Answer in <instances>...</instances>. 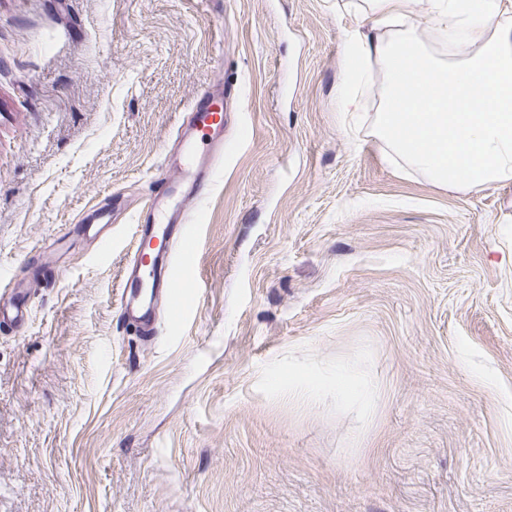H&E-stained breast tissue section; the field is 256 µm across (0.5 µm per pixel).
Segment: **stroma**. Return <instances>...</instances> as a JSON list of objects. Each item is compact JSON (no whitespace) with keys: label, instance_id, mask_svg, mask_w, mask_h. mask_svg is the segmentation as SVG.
Here are the masks:
<instances>
[{"label":"stroma","instance_id":"35a3bbf8","mask_svg":"<svg viewBox=\"0 0 512 512\" xmlns=\"http://www.w3.org/2000/svg\"><path fill=\"white\" fill-rule=\"evenodd\" d=\"M347 0H0V512H512V182L438 187L337 106ZM224 157L184 320L120 312L190 106ZM112 237L80 231L98 209ZM360 364L359 418L296 371ZM1 297L6 301L1 304ZM0 297V324L10 326H20L25 324L29 317L27 306V293L25 288H21L18 282L9 281L1 289ZM325 389L320 378L306 372L296 373L288 378V383L281 386V392L288 396L289 402L308 407L318 404Z\"/></svg>","mask_w":512,"mask_h":512}]
</instances>
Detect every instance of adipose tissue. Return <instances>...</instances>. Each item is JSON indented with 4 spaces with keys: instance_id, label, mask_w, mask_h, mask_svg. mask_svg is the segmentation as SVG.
Wrapping results in <instances>:
<instances>
[{
    "instance_id": "obj_1",
    "label": "adipose tissue",
    "mask_w": 512,
    "mask_h": 512,
    "mask_svg": "<svg viewBox=\"0 0 512 512\" xmlns=\"http://www.w3.org/2000/svg\"><path fill=\"white\" fill-rule=\"evenodd\" d=\"M372 34L346 35L359 70L345 69L342 111L360 114L375 70L370 133L385 159L456 190L512 181V0H357ZM431 31L435 46L422 39ZM336 398L369 411L363 372L337 368Z\"/></svg>"
}]
</instances>
